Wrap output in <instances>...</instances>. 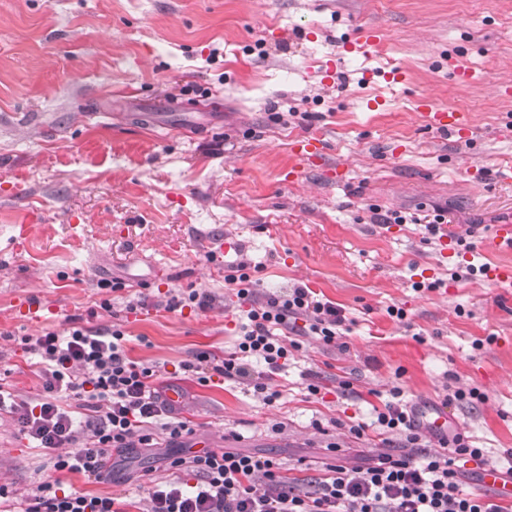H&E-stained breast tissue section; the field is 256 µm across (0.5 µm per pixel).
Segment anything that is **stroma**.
Masks as SVG:
<instances>
[{"instance_id":"obj_1","label":"stroma","mask_w":512,"mask_h":512,"mask_svg":"<svg viewBox=\"0 0 512 512\" xmlns=\"http://www.w3.org/2000/svg\"><path fill=\"white\" fill-rule=\"evenodd\" d=\"M369 27L377 42L358 47ZM422 96L468 113L469 133L424 127ZM301 135L325 151L297 173ZM509 165L512 0H0V385L40 392L20 337L115 327L159 391L182 389L190 445L276 457L307 485L329 444L349 467L384 451L348 426L397 387L497 462L512 448V293L485 270L512 268V250L481 242L512 219ZM438 208L448 235L430 241L418 220ZM391 211L409 223H380ZM468 262L475 273L453 278ZM242 263L260 296L303 285L351 320L344 347L303 339L271 405L182 369L233 348L226 277ZM190 288L212 308L168 309ZM473 387L480 398L443 406ZM55 457L0 413L14 491L0 512L56 478L146 512V485L166 475L116 455L95 482Z\"/></svg>"}]
</instances>
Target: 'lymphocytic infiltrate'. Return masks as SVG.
Instances as JSON below:
<instances>
[{
	"instance_id": "f902f5d3",
	"label": "lymphocytic infiltrate",
	"mask_w": 512,
	"mask_h": 512,
	"mask_svg": "<svg viewBox=\"0 0 512 512\" xmlns=\"http://www.w3.org/2000/svg\"><path fill=\"white\" fill-rule=\"evenodd\" d=\"M229 281L237 285L238 298L249 304L234 351L216 364L199 354L183 369L202 382L214 373L246 384L265 404H272L282 396L274 379L285 370L292 352L300 350L301 337L313 336L323 345H332L342 336L347 318L303 286L260 300L247 273L230 276ZM298 317L305 324L293 338L287 334L289 322ZM122 338L118 329L80 325L62 335L22 337L24 349L39 359L42 393L33 405L0 388V411L11 414L19 433L38 447L60 449L55 470L106 480L112 472L101 468V458L137 446L155 448L163 442L173 448L166 458L171 476L151 481L149 512H507L496 498L465 490V465H484L488 451L474 447L463 433L440 438L437 450L417 456L385 452L366 467L328 465L311 490L288 479L280 463L270 457L225 448L180 447L191 427L154 387L156 370L126 357ZM63 395L81 400L89 415L76 419L59 405ZM369 429L381 436L400 434L405 444L414 446L421 424L415 409L396 389L376 410L372 423L354 421L349 426L358 437ZM186 471L195 476V483L183 479ZM21 512L122 509L113 497L62 491L56 479L40 484Z\"/></svg>"
}]
</instances>
